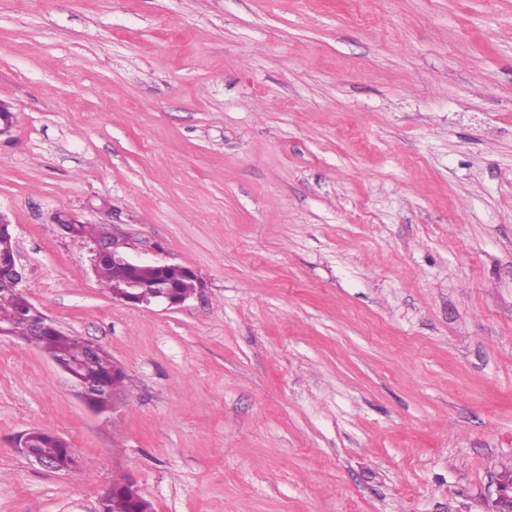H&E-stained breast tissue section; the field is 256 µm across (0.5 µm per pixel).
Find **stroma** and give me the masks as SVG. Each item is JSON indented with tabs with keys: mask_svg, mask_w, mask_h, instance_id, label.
I'll return each mask as SVG.
<instances>
[{
	"mask_svg": "<svg viewBox=\"0 0 512 512\" xmlns=\"http://www.w3.org/2000/svg\"><path fill=\"white\" fill-rule=\"evenodd\" d=\"M0 101L23 293L126 373L98 414L0 337V512H96L121 474L155 512H491L512 0H0ZM60 212L201 289L113 300ZM33 432L32 444L34 448H31L29 431L22 434L18 442L20 452L32 464L54 472L70 471L60 468L54 461L37 450L53 457L61 467L71 468L73 465L77 464L71 448H69L67 442L62 437L41 430H33Z\"/></svg>",
	"mask_w": 512,
	"mask_h": 512,
	"instance_id": "1",
	"label": "stroma"
}]
</instances>
